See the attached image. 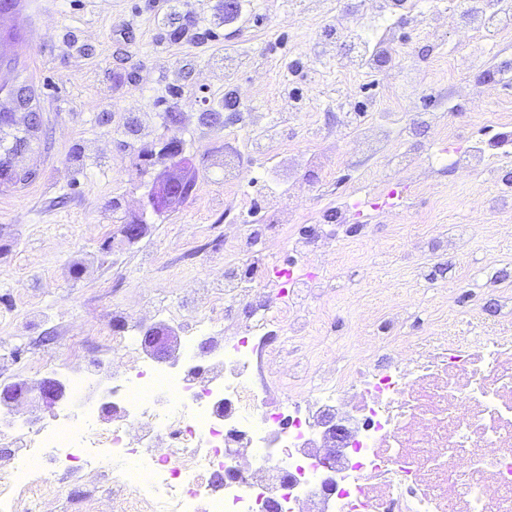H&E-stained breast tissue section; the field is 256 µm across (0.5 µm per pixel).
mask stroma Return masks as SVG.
I'll list each match as a JSON object with an SVG mask.
<instances>
[{
  "label": "stroma",
  "mask_w": 512,
  "mask_h": 512,
  "mask_svg": "<svg viewBox=\"0 0 512 512\" xmlns=\"http://www.w3.org/2000/svg\"><path fill=\"white\" fill-rule=\"evenodd\" d=\"M242 0L232 23L224 0H188L181 13H164L165 0H19L0 16V106L18 83L36 89L42 131L27 150L9 155L19 170L35 171L25 183L0 185V380L27 379L41 364L62 361L73 340L86 341L90 358L114 368L122 354L109 351L91 331L113 312L135 314L174 301L181 288L211 275L213 256L224 250V150L226 142L251 143L252 132L210 121L225 95L233 109L255 113L260 125H277L279 154L314 153L317 126L336 125V90L353 88L358 101H379L393 88L405 119L434 112L459 133L439 152L430 196L417 202L431 212L421 223L405 209L394 223L379 224L369 241L351 240L347 251L364 254L363 267L337 263L328 285L336 292L338 321L321 337L322 350L351 354L364 334L365 309L375 322L387 318L389 290L407 294L402 335L427 333L447 322L458 336L503 328L498 300L512 286V221L483 211L499 179L512 173V159L493 161L488 172L458 171L453 155L472 134L492 136L498 112L512 111V91L490 86L486 103L452 112L444 93L445 51L468 56L478 71L512 68V39L471 42L454 27L429 20L402 25L393 72L345 74L337 67L346 45L314 57V43L333 35L337 14L366 23L359 0ZM419 65L418 87L405 82V68ZM318 72L315 83L298 82L310 100L306 112L288 110V72ZM180 141L189 160L190 194L156 210H144L147 194L164 178L168 160L142 162L141 151L160 138ZM378 158L348 152L340 162L302 166L303 195L293 223L313 229L333 195L348 193L361 173L377 170ZM265 158L244 159L242 177L252 188L247 205L253 224L268 223ZM144 214L148 234L134 247L121 241L123 224ZM457 225L473 229L466 250L435 259L407 254L416 235L436 236ZM111 251H103L104 243Z\"/></svg>",
  "instance_id": "stroma-1"
}]
</instances>
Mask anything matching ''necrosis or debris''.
Here are the masks:
<instances>
[{
    "label": "necrosis or debris",
    "mask_w": 512,
    "mask_h": 512,
    "mask_svg": "<svg viewBox=\"0 0 512 512\" xmlns=\"http://www.w3.org/2000/svg\"><path fill=\"white\" fill-rule=\"evenodd\" d=\"M463 28L512 37V0H468ZM336 32L359 45L339 61L344 71L372 68L395 41L391 27L364 41L341 15ZM410 133L382 112L350 147L386 165L400 159L423 183L435 152L403 151ZM240 178L224 175L233 220L219 277L123 317L119 334L99 329L123 368L87 359L77 342L61 364L67 403L46 418L0 405V512H42L66 487L76 512H262L269 500L283 512H512V336L379 335L342 367L313 362L306 349L334 301L330 256L351 234H370L365 210L382 223L390 212L363 178L318 239L289 232L278 203L277 232L256 240L240 221ZM276 249L298 258L290 278L273 267ZM157 318L181 335L165 361L139 340ZM281 330L290 345L272 343Z\"/></svg>",
    "instance_id": "4bbe7bcc"
}]
</instances>
